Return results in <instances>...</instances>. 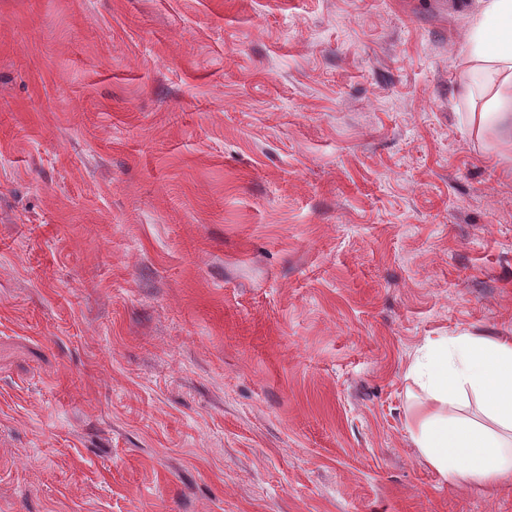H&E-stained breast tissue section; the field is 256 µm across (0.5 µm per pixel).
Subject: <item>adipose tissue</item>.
<instances>
[{
    "instance_id": "1",
    "label": "adipose tissue",
    "mask_w": 512,
    "mask_h": 512,
    "mask_svg": "<svg viewBox=\"0 0 512 512\" xmlns=\"http://www.w3.org/2000/svg\"><path fill=\"white\" fill-rule=\"evenodd\" d=\"M466 97L485 93L470 113L512 151V0H481L467 33ZM423 397L413 408V443L442 477L512 480V337L462 334L427 342L410 368ZM477 400L478 416L466 414Z\"/></svg>"
}]
</instances>
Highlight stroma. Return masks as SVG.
<instances>
[{
	"mask_svg": "<svg viewBox=\"0 0 512 512\" xmlns=\"http://www.w3.org/2000/svg\"><path fill=\"white\" fill-rule=\"evenodd\" d=\"M476 0H0V512H512L415 447L512 336Z\"/></svg>",
	"mask_w": 512,
	"mask_h": 512,
	"instance_id": "stroma-1",
	"label": "stroma"
}]
</instances>
